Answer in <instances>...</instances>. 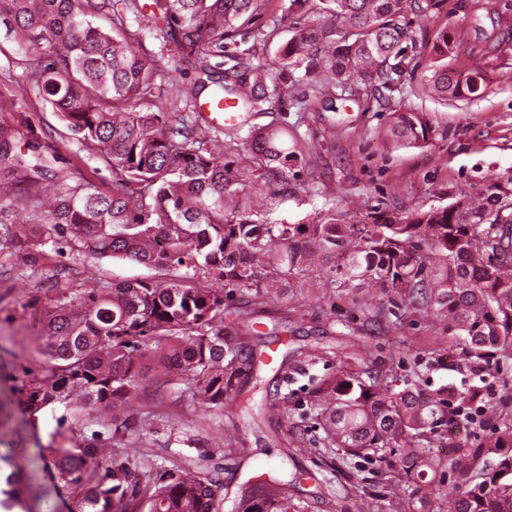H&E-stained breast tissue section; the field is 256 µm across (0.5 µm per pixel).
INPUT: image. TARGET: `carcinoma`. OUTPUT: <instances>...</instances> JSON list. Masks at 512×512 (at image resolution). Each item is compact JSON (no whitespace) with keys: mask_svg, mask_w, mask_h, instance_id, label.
<instances>
[{"mask_svg":"<svg viewBox=\"0 0 512 512\" xmlns=\"http://www.w3.org/2000/svg\"><path fill=\"white\" fill-rule=\"evenodd\" d=\"M273 0H0L5 28L24 58L23 82L52 106L72 139L112 168V194L59 174L38 135L0 125V231L36 262L42 225L69 228L91 260L120 258L156 271L150 279L96 282L43 308L39 351L47 366L25 386L35 414L63 407L74 423L107 425L124 447L144 434L117 408L141 393L144 365L157 382L209 414L224 401L242 413H286L288 397L254 408L241 384L256 359L243 329L270 289L317 282L321 301L337 298L373 324L397 328L410 318L448 336L431 359L496 369L512 367V176L494 178L451 204L407 214L375 207L358 214L318 209L305 224L276 218L294 168L314 177L316 144L288 122V112L317 110L361 90L392 91L417 64L408 30V0H278L272 24L256 25ZM307 22L288 37L289 13ZM144 17L167 36L198 77L174 98L162 88L142 41ZM275 45L273 54L264 52ZM457 42L443 32L433 45L424 88L442 101L475 94L473 79L448 65ZM308 87L295 97L290 92ZM230 99L243 119L213 125L205 101ZM274 113L263 125L258 114ZM395 148L427 139L410 109L393 113ZM44 181L52 198L30 194ZM224 282L216 292L199 274ZM358 365L312 379L306 419L317 435L291 436L308 455L311 480L345 472L365 512H432L438 471L455 498L448 512H512V385L480 378L458 390H428L421 372L398 375ZM463 424L469 433L453 436ZM450 448L443 459L432 448ZM94 440L48 446L56 478L77 497L78 512H221V478L174 464L100 465ZM239 484L232 512H311L274 470Z\"/></svg>","mask_w":512,"mask_h":512,"instance_id":"1","label":"carcinoma"}]
</instances>
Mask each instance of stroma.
Wrapping results in <instances>:
<instances>
[{"label":"stroma","mask_w":512,"mask_h":512,"mask_svg":"<svg viewBox=\"0 0 512 512\" xmlns=\"http://www.w3.org/2000/svg\"><path fill=\"white\" fill-rule=\"evenodd\" d=\"M406 19L416 43L419 65L429 62L431 48L441 32L467 37L449 63L466 70L470 56L483 57L485 70L480 95L441 104L422 86L420 75L402 80L390 101L366 94L335 112L307 113L301 128L306 138L323 144L324 165L317 189H310L307 173L289 177L288 197L278 219L301 223L318 208L336 207L364 212L379 206L406 211L456 201L460 192L512 175V0H498V10L487 13L482 0H420L408 9ZM143 47L156 55L165 87H187L193 80L189 63L179 60L160 31L144 37ZM24 64L13 45L0 52V122L20 131L35 130L41 150L56 155L58 168L90 183L100 193L112 191V171L89 155L67 133L56 112L22 94L16 81ZM422 113L429 123L428 138L421 145L392 150L377 138L386 130L392 110ZM78 243L70 233L47 229L38 267H31L25 253L0 237V512H76L70 489L51 479L39 458L59 429V412L32 416L18 403V390L28 372L38 371L42 358L32 336L33 316L55 298L80 291L89 273L113 283L151 276L150 268L129 260L103 258L94 267L83 263ZM250 345L261 368L246 373L244 388L256 401L289 393V415L270 418L266 426L241 431L242 449L224 443V430L237 422L234 402L224 404L215 417L173 394L147 389L128 409L136 426L148 428L147 454L155 463L185 462L203 470L219 469L225 486L259 470L275 467L285 477L309 467L308 459L290 457L284 449L291 427L301 425L307 407L308 378L321 376L355 363L351 336L328 334L332 323L360 327L373 358L393 365L399 374L421 367L429 388L462 384L470 369L448 362L430 363L424 356L431 339L423 322L405 321L402 329L365 325L360 312L343 303L309 302L295 309L286 294L271 292L266 303L251 314ZM330 352L329 361H318L297 370L300 353ZM289 361L288 371L278 369Z\"/></svg>","instance_id":"obj_1"}]
</instances>
